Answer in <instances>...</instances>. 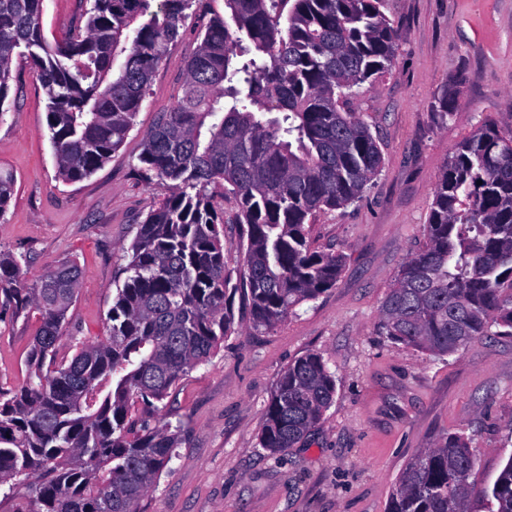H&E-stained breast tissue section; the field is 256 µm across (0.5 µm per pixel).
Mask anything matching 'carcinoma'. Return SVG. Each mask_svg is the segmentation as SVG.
<instances>
[{"label": "carcinoma", "instance_id": "obj_1", "mask_svg": "<svg viewBox=\"0 0 512 512\" xmlns=\"http://www.w3.org/2000/svg\"><path fill=\"white\" fill-rule=\"evenodd\" d=\"M42 3L0 0V118L13 58L23 56L46 95L59 176L75 183L126 141L196 0H86L85 21L53 42ZM384 4L209 0L180 93L139 157L140 176L169 193L139 223L100 341L59 356L77 261L29 282L21 259L0 253V311L40 316L25 380L0 385V486L37 477L36 512H140L181 429L152 426L136 407L159 409L211 358L234 328L235 300L251 328L266 331L336 286L345 258L311 249L307 224L356 202L382 170L377 136L345 104L396 58ZM459 94L455 82L441 89L440 120L456 116ZM14 182L0 171V220ZM218 195L235 200L232 216ZM226 224L242 230L235 274L224 263ZM378 330L431 356L512 336V134L482 125L449 157L425 244L403 262ZM335 395L320 353L296 358L264 406L260 446L272 455L294 447ZM475 465L461 434L420 449L387 512H469ZM484 497L487 512H512V456Z\"/></svg>", "mask_w": 512, "mask_h": 512}]
</instances>
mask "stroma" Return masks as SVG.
Returning <instances> with one entry per match:
<instances>
[{
    "instance_id": "1",
    "label": "stroma",
    "mask_w": 512,
    "mask_h": 512,
    "mask_svg": "<svg viewBox=\"0 0 512 512\" xmlns=\"http://www.w3.org/2000/svg\"><path fill=\"white\" fill-rule=\"evenodd\" d=\"M85 0H44L47 37H61ZM399 49L385 78L348 107L379 136L381 173L347 208L318 213L312 248L343 253L335 288L271 331L236 322L209 362L177 386L151 424H180L168 470L141 512H386L410 458L448 434H464L476 454L469 478L472 512L512 457V336L471 342L432 357L381 336L380 308L411 250L425 241L433 193L451 151L485 123L512 131V0H386ZM194 22L170 45L125 144L90 178L57 174L46 96L26 60L14 59L0 119V169L15 178L0 219V251L21 257L27 279L74 259L83 274L68 312L65 344L105 334L127 249L139 222L166 194L137 173L145 136L174 104ZM462 84L457 116L441 121L435 100ZM37 313H0V384L26 377L25 354ZM322 353L337 379L321 422L287 453L261 448L262 410L297 357Z\"/></svg>"
}]
</instances>
